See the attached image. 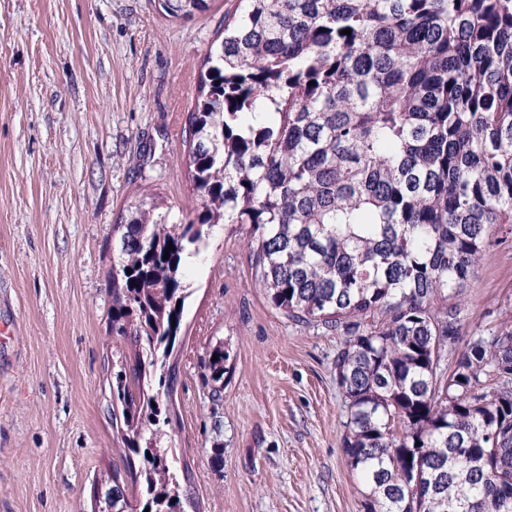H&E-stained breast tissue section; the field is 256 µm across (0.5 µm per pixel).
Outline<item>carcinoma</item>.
<instances>
[{
	"instance_id": "cac0c4a2",
	"label": "carcinoma",
	"mask_w": 512,
	"mask_h": 512,
	"mask_svg": "<svg viewBox=\"0 0 512 512\" xmlns=\"http://www.w3.org/2000/svg\"><path fill=\"white\" fill-rule=\"evenodd\" d=\"M157 2L189 18L207 0ZM242 2L188 117L202 208L170 224L153 197L131 206L112 265L110 334L136 348L110 375L112 419L144 461L140 512L182 509L144 379L157 366L172 391L185 257L223 223L248 227L274 308L343 337L363 512H512V326L458 352L446 304L512 224V0ZM210 355L221 383L227 354ZM126 497L114 477L95 512Z\"/></svg>"
}]
</instances>
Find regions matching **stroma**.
<instances>
[{
    "instance_id": "35a3bbf8",
    "label": "stroma",
    "mask_w": 512,
    "mask_h": 512,
    "mask_svg": "<svg viewBox=\"0 0 512 512\" xmlns=\"http://www.w3.org/2000/svg\"><path fill=\"white\" fill-rule=\"evenodd\" d=\"M237 0L173 19L153 0H0V512H91L93 482L142 460L112 427L117 226L159 194L193 217L184 132L209 46ZM163 445L189 465L185 512H360L342 448V339L268 301L242 230L185 259ZM464 335L512 325V233L462 289ZM223 346V388L207 366Z\"/></svg>"
}]
</instances>
